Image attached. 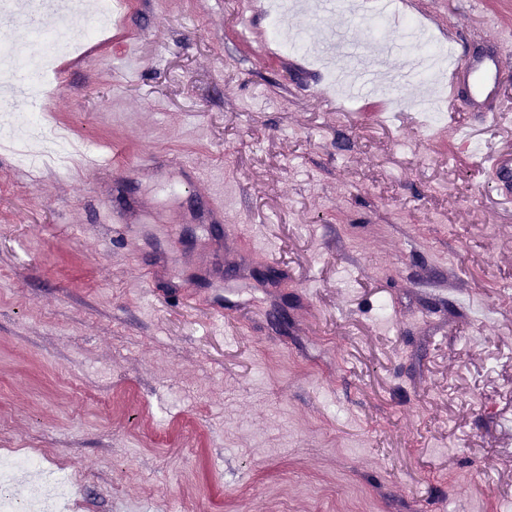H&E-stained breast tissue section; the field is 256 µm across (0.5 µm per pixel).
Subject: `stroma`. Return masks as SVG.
I'll use <instances>...</instances> for the list:
<instances>
[{
  "label": "stroma",
  "mask_w": 512,
  "mask_h": 512,
  "mask_svg": "<svg viewBox=\"0 0 512 512\" xmlns=\"http://www.w3.org/2000/svg\"><path fill=\"white\" fill-rule=\"evenodd\" d=\"M380 6L384 37L414 20L512 67V0ZM361 13L286 27L315 44ZM250 21L128 0L47 88L112 171L0 148V455L74 468L73 512H512V193L483 161L512 153V82L498 121L460 99L432 122L419 85L342 96L296 47L254 53ZM204 175L223 224L194 220Z\"/></svg>",
  "instance_id": "35a3bbf8"
}]
</instances>
